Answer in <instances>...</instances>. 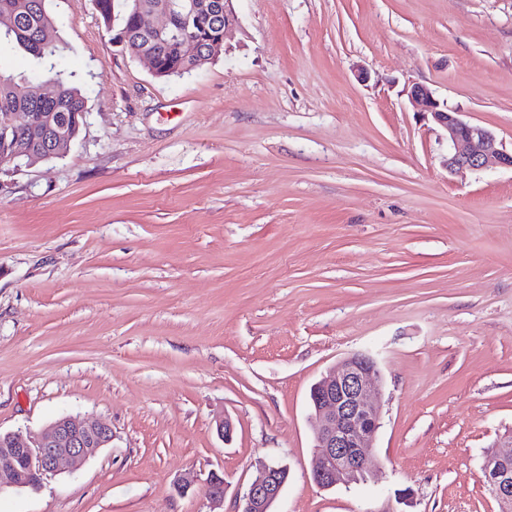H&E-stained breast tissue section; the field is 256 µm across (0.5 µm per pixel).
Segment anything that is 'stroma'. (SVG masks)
<instances>
[{
	"label": "stroma",
	"mask_w": 512,
	"mask_h": 512,
	"mask_svg": "<svg viewBox=\"0 0 512 512\" xmlns=\"http://www.w3.org/2000/svg\"><path fill=\"white\" fill-rule=\"evenodd\" d=\"M233 7L219 58L158 77L115 40L123 0H48L87 114L63 156L0 165V432L112 442L0 512H209L214 474L234 512L262 462L275 512H499L512 170L448 172L407 91L511 148L512 0ZM354 353L383 378L375 469L325 490L309 391ZM508 442L510 443L508 448H511L509 452L494 451L483 465V476L485 474L484 479L486 477L490 495L503 508L512 498V470L509 467L512 461V437ZM488 485L486 483L487 489Z\"/></svg>",
	"instance_id": "1"
}]
</instances>
